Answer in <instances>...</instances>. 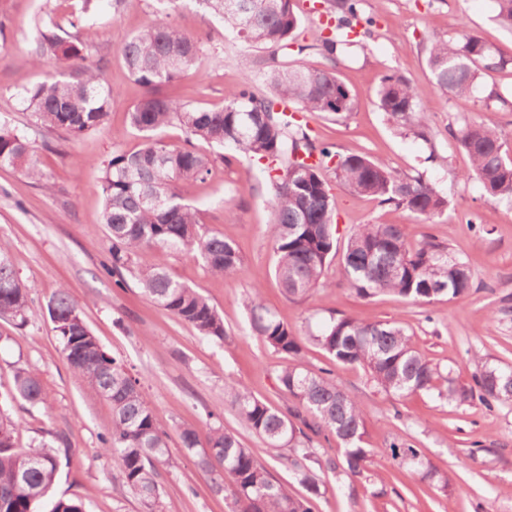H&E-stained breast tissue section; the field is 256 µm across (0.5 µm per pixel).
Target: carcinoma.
I'll return each mask as SVG.
<instances>
[{
	"mask_svg": "<svg viewBox=\"0 0 512 512\" xmlns=\"http://www.w3.org/2000/svg\"><path fill=\"white\" fill-rule=\"evenodd\" d=\"M191 2L203 14L220 18L224 36L232 41L275 50L294 45L297 58L290 62L273 53L265 58L243 56L241 63L252 80L225 93L222 106L200 110L157 89L200 65L203 42L163 19L130 36L122 56L130 76L146 93L128 108V116L131 127L144 135V143L133 153L113 151L104 165L102 223L111 241L113 273L135 267L144 296L199 335L222 342L227 337L223 317L203 294L171 276L165 256L195 252L209 272L220 277L239 269L241 258L233 241L207 230L199 210L176 187L180 181L205 180L224 152L257 162L269 186L274 272L290 298L326 287L325 271L338 252L335 199L326 172L353 193L375 197L426 220L448 210V198L420 175L400 176L383 162L360 154L339 155L316 143L299 116L319 112L338 121L353 111L354 99L336 73L310 67L305 54L312 48L334 60L348 48L364 44L369 31L355 30L362 0H323L327 34L312 47L294 39L301 26L297 0ZM497 4L499 24L512 32V0ZM87 51L88 46L64 32L52 16L38 23L22 65L52 66L66 72L67 78L52 77L24 89L21 97L32 124L60 130L73 140L103 126L110 109L120 102V93L104 85L99 71L85 64ZM427 62L437 88L455 97L471 94L484 75L508 65L480 37L466 31L454 39L432 42ZM376 98L396 128L427 137L426 106L414 83L386 74ZM173 123L188 134L180 147L154 137ZM454 138L470 158L467 176H475L488 195L512 201V157L505 150L502 131L489 120L471 118ZM202 143L222 153H209L200 147ZM36 149L26 135L0 124V167L19 168L50 191L53 186L37 164ZM342 278L362 298L391 292L421 304L457 298L471 288L469 268L451 255L447 244L429 237L412 246L401 224H361L351 231L342 257ZM31 289L16 276L0 247V318L24 325L37 316L31 307ZM243 305L252 331L283 356L277 379L292 406L272 407L231 377L224 379L225 399L241 423L264 441L267 452L286 460L307 497L290 494L252 450L220 424L209 423L204 432L182 429V446L196 456L195 465L205 475L213 473V462L224 465V475L212 478V489L229 491L235 512H310L309 501L327 491L322 473L336 468L333 458L317 456L315 440L336 439L345 475L364 476L372 456V449L365 446L366 414L336 385L332 370L322 368L316 374L298 367L303 340L265 308L261 289H253ZM46 314L74 376L112 406V430L102 438L101 452L115 459L126 487L147 512H163L158 467L176 469L179 460L168 447L140 378L102 347L66 288L51 295ZM310 339L334 362L366 369L388 395L434 392L456 406L476 396L487 405L512 403L511 368L484 363L473 375L472 385H459L419 352L408 330L394 321L332 317ZM14 390L31 405L44 404L48 398L39 376L28 368L16 370ZM15 430L16 423L0 409V512H39L44 502L49 505L47 512H86L78 497L50 498L59 450L42 442L19 448ZM284 450L289 454H282ZM390 451L393 459L417 471L424 469L442 487L448 486L447 475L429 469L419 449L395 444Z\"/></svg>",
	"mask_w": 512,
	"mask_h": 512,
	"instance_id": "1",
	"label": "carcinoma"
}]
</instances>
